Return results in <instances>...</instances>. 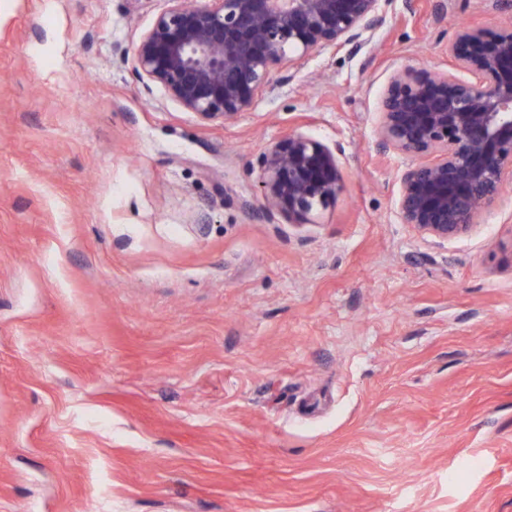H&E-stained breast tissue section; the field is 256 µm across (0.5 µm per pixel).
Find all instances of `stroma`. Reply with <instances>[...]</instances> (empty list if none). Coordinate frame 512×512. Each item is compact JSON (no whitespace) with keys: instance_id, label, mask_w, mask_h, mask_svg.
<instances>
[{"instance_id":"obj_1","label":"stroma","mask_w":512,"mask_h":512,"mask_svg":"<svg viewBox=\"0 0 512 512\" xmlns=\"http://www.w3.org/2000/svg\"><path fill=\"white\" fill-rule=\"evenodd\" d=\"M167 0H0V512H512V173L438 245L376 146L399 69L495 0H395L204 124L133 51ZM336 153L315 223L260 211L291 132Z\"/></svg>"}]
</instances>
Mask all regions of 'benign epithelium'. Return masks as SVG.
I'll list each match as a JSON object with an SVG mask.
<instances>
[{"mask_svg":"<svg viewBox=\"0 0 512 512\" xmlns=\"http://www.w3.org/2000/svg\"><path fill=\"white\" fill-rule=\"evenodd\" d=\"M168 2L134 49V74L214 123L250 111L276 68L285 84L293 61L337 47L359 51L386 23L392 0ZM448 55L450 70L391 75L376 130L380 149L417 159L402 176L397 207L437 243L467 233L512 170V27L461 25ZM259 183L270 217L296 226L313 223L344 187L331 148L296 132L265 150Z\"/></svg>","mask_w":512,"mask_h":512,"instance_id":"benign-epithelium-1","label":"benign epithelium"}]
</instances>
